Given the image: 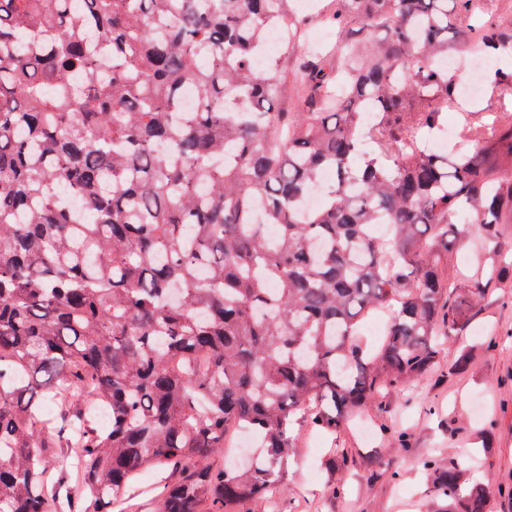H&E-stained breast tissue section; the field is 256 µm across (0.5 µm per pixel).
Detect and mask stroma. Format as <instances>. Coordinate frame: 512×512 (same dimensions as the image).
I'll list each match as a JSON object with an SVG mask.
<instances>
[{
  "label": "stroma",
  "mask_w": 512,
  "mask_h": 512,
  "mask_svg": "<svg viewBox=\"0 0 512 512\" xmlns=\"http://www.w3.org/2000/svg\"><path fill=\"white\" fill-rule=\"evenodd\" d=\"M468 354L465 372L455 369ZM367 407L363 429L331 435L294 429L288 495L280 504L258 499L248 512H441L424 460L455 461L465 478L494 490L492 512H512V275H503L471 325L441 351L432 373L403 393ZM403 431L407 446L392 449ZM181 469L137 477L134 512H156L160 494ZM342 487L332 493V484Z\"/></svg>",
  "instance_id": "1"
}]
</instances>
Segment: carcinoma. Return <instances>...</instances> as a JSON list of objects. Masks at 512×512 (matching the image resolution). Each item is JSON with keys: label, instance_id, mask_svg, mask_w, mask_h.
<instances>
[{"label": "carcinoma", "instance_id": "cac0c4a2", "mask_svg": "<svg viewBox=\"0 0 512 512\" xmlns=\"http://www.w3.org/2000/svg\"><path fill=\"white\" fill-rule=\"evenodd\" d=\"M481 2L334 0L332 66L295 0H0V512H62L69 431L84 512L176 466L157 512H243L288 493L294 425L337 433L432 371L512 267V113L470 150L427 148L460 108L448 33L512 56ZM271 28L294 112L282 62L253 66ZM488 86L512 101V71ZM469 235L485 263L451 277ZM392 305L373 353L364 322ZM238 429L255 452L211 471ZM423 467L448 512H489L460 463Z\"/></svg>", "mask_w": 512, "mask_h": 512}]
</instances>
